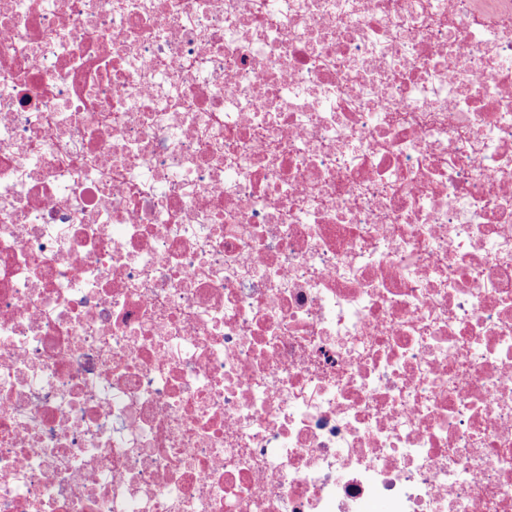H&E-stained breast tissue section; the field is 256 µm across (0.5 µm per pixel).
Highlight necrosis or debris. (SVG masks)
<instances>
[{
    "mask_svg": "<svg viewBox=\"0 0 512 512\" xmlns=\"http://www.w3.org/2000/svg\"><path fill=\"white\" fill-rule=\"evenodd\" d=\"M0 512H512V0H0Z\"/></svg>",
    "mask_w": 512,
    "mask_h": 512,
    "instance_id": "obj_1",
    "label": "necrosis or debris"
}]
</instances>
